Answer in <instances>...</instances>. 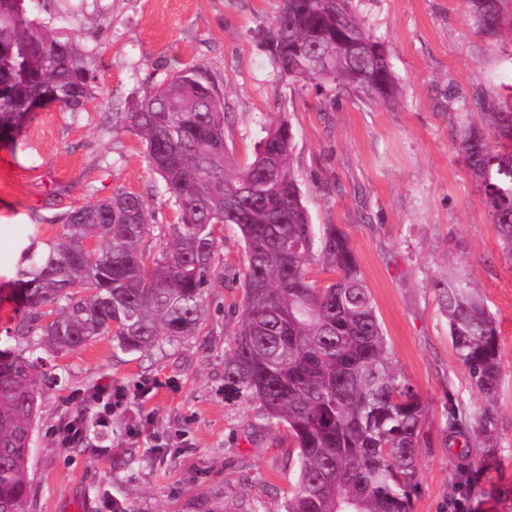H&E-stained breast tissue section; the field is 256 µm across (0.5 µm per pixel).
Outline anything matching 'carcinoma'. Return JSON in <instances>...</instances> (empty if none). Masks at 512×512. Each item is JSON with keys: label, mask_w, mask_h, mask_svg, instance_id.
I'll return each instance as SVG.
<instances>
[{"label": "carcinoma", "mask_w": 512, "mask_h": 512, "mask_svg": "<svg viewBox=\"0 0 512 512\" xmlns=\"http://www.w3.org/2000/svg\"><path fill=\"white\" fill-rule=\"evenodd\" d=\"M25 0H0V139L20 136L39 109L79 112L100 87L90 54L52 22L31 17ZM479 31L505 25L504 0H466ZM291 79L392 103L396 77L378 53L352 0H280L258 32ZM112 130L139 136L151 171L176 207L172 247L140 249L152 214L134 192L89 201L62 217V234L28 247L11 281L25 308L24 333L53 352L74 351L112 334L129 352L198 333L206 292L223 275L220 224L239 228L245 251L242 314L224 355V396L259 403L258 417L287 429L296 484L285 512H411L425 408L397 375L369 288L346 233L316 235L295 175L290 122L268 125L250 161L224 142V93L196 67L148 87ZM459 149L495 218L512 266V103L465 113ZM320 255L334 273L320 285L307 267ZM459 361L484 398L469 417L448 410L442 442L467 447L490 436L501 379L497 322L473 285L450 279L438 292ZM46 374L17 346L0 348V512H30L31 437ZM486 455L461 468L477 483L495 467Z\"/></svg>", "instance_id": "obj_1"}]
</instances>
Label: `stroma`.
Listing matches in <instances>:
<instances>
[{"label":"stroma","mask_w":512,"mask_h":512,"mask_svg":"<svg viewBox=\"0 0 512 512\" xmlns=\"http://www.w3.org/2000/svg\"><path fill=\"white\" fill-rule=\"evenodd\" d=\"M278 0H70L69 24L93 48L103 99L72 114L37 112L15 142H0V344H9L23 309L4 292L34 241L62 233L61 218L91 197L121 191L150 205L158 253L176 219L173 201L145 157L140 137L113 132L112 115L147 87L194 66L224 89L225 143L245 161L268 124L288 120L293 167L312 224L348 234L370 289L392 362L425 406L428 439L419 450L412 512H512V268L477 181L458 151L461 113L512 94V33L486 40L464 0H359L366 26L381 37L398 82L388 105L366 103L280 73L256 36ZM224 267L206 299L200 335L131 353L112 336L72 352L32 348L50 376L31 441L32 512H283L297 470L284 428L264 425L250 402L224 397V353L241 315L235 272L245 252L236 225L216 232ZM474 282L496 317L502 379L493 439L497 466L462 483L463 461L481 443L446 447L449 405L479 412L483 401L448 337L436 286L448 276ZM126 397L109 430L96 424L93 388ZM80 421L81 439L61 444Z\"/></svg>","instance_id":"35a3bbf8"}]
</instances>
